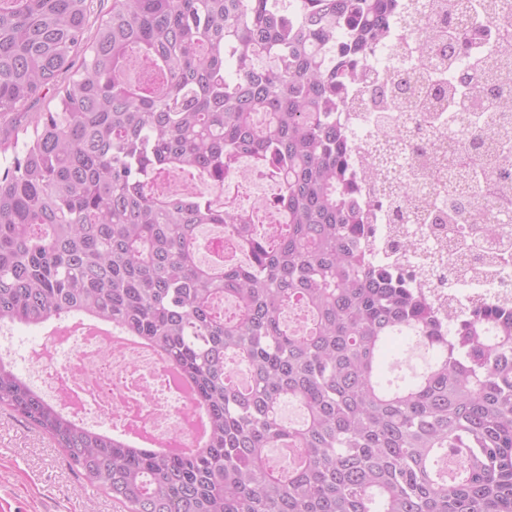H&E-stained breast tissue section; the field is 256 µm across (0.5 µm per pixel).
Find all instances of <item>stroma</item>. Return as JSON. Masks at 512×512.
<instances>
[{
  "mask_svg": "<svg viewBox=\"0 0 512 512\" xmlns=\"http://www.w3.org/2000/svg\"><path fill=\"white\" fill-rule=\"evenodd\" d=\"M54 90H42L25 111L0 121V170L21 153L41 114L55 110ZM46 328H13L12 364L33 389H41L27 354L48 342ZM431 352L415 337H390L380 356L382 382L402 385L424 371ZM0 512H122L111 497L83 481L70 466L66 453L25 419L0 407Z\"/></svg>",
  "mask_w": 512,
  "mask_h": 512,
  "instance_id": "1",
  "label": "stroma"
}]
</instances>
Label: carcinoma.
I'll return each mask as SVG.
<instances>
[{"label":"carcinoma","mask_w":512,"mask_h":512,"mask_svg":"<svg viewBox=\"0 0 512 512\" xmlns=\"http://www.w3.org/2000/svg\"><path fill=\"white\" fill-rule=\"evenodd\" d=\"M474 25L480 0L407 35L439 34L448 74L418 87L364 86L385 112L465 99L512 103L484 64L512 42V0ZM398 0H113L88 33L92 0H0V119L57 85L82 59L58 110L36 122L0 174V325L92 317L179 367L206 418L199 446L170 454L96 431L34 391L0 359V406L62 448L71 467L125 512H512V301L476 302L447 323L432 290L371 257L372 200L394 153L359 178L347 132L348 87L378 64ZM340 51L331 54V50ZM480 128L459 141L448 208L423 222L454 230L482 204L508 201L472 173ZM281 173L285 224L268 236L203 195L156 176L224 179L241 155ZM212 225L243 250L216 268L199 258ZM230 297L235 313L219 303ZM307 318L285 321L288 309ZM434 359L406 386L375 377L391 336ZM303 417L287 424L285 402ZM286 448V469L269 449Z\"/></svg>","instance_id":"carcinoma-1"}]
</instances>
